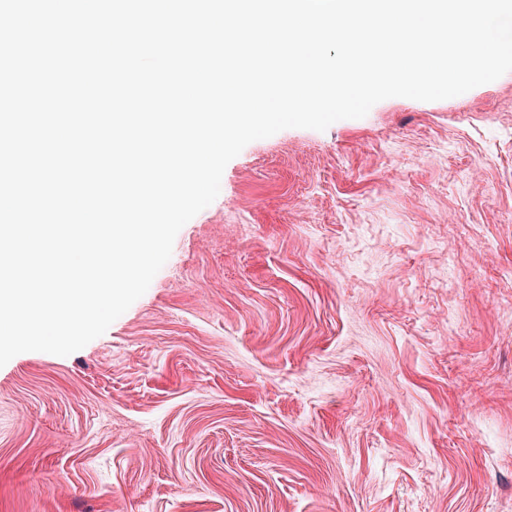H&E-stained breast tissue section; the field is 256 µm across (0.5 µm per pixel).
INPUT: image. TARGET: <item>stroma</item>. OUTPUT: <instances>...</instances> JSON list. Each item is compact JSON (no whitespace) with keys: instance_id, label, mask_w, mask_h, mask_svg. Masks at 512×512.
Here are the masks:
<instances>
[{"instance_id":"stroma-1","label":"stroma","mask_w":512,"mask_h":512,"mask_svg":"<svg viewBox=\"0 0 512 512\" xmlns=\"http://www.w3.org/2000/svg\"><path fill=\"white\" fill-rule=\"evenodd\" d=\"M0 512H512V72L249 143L102 336L0 367Z\"/></svg>"}]
</instances>
